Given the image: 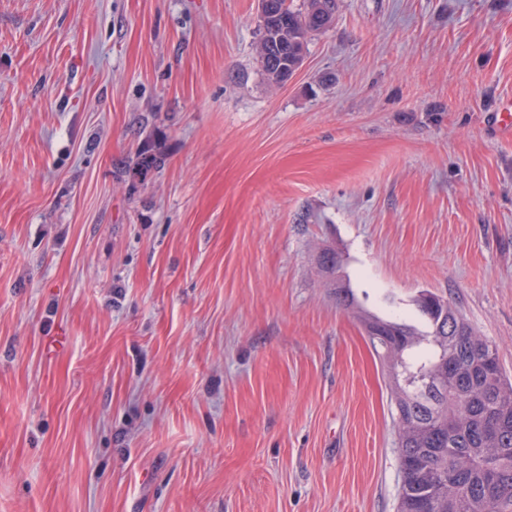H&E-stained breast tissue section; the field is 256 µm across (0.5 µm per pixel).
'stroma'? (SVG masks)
<instances>
[{
    "label": "stroma",
    "instance_id": "35a3bbf8",
    "mask_svg": "<svg viewBox=\"0 0 512 512\" xmlns=\"http://www.w3.org/2000/svg\"><path fill=\"white\" fill-rule=\"evenodd\" d=\"M259 40L0 0V512H397L364 319L424 291L512 376V0H339L279 88ZM166 163V156L155 145L148 143L137 150L131 164L129 175L133 180L144 182L148 176L158 172Z\"/></svg>",
    "mask_w": 512,
    "mask_h": 512
}]
</instances>
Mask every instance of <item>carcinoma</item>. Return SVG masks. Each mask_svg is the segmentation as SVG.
Returning a JSON list of instances; mask_svg holds the SVG:
<instances>
[{"instance_id":"cac0c4a2","label":"carcinoma","mask_w":512,"mask_h":512,"mask_svg":"<svg viewBox=\"0 0 512 512\" xmlns=\"http://www.w3.org/2000/svg\"><path fill=\"white\" fill-rule=\"evenodd\" d=\"M338 0H306L260 27L258 61L268 82L279 73L268 52L285 46L288 62L303 61L315 30L305 19L331 25ZM166 156L149 143L137 150L129 175L138 181L159 171ZM427 330L385 323L392 349L370 337L393 375L401 488L398 512H512V380L498 348L460 318L441 297L417 300Z\"/></svg>"}]
</instances>
